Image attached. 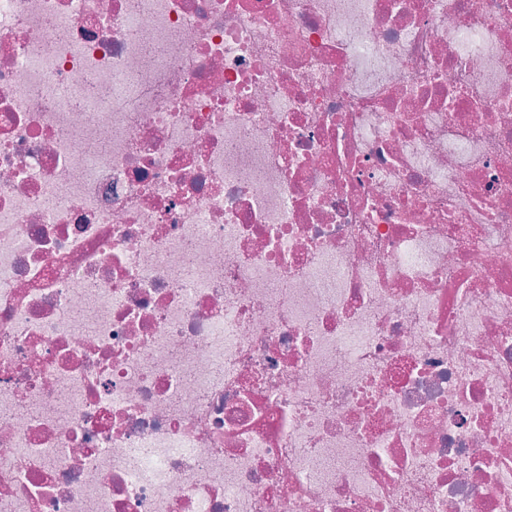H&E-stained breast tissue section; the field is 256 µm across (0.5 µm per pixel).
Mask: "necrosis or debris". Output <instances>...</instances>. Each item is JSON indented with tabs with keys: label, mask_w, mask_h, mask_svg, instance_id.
<instances>
[{
	"label": "necrosis or debris",
	"mask_w": 512,
	"mask_h": 512,
	"mask_svg": "<svg viewBox=\"0 0 512 512\" xmlns=\"http://www.w3.org/2000/svg\"><path fill=\"white\" fill-rule=\"evenodd\" d=\"M0 512H512V0H0Z\"/></svg>",
	"instance_id": "necrosis-or-debris-1"
}]
</instances>
